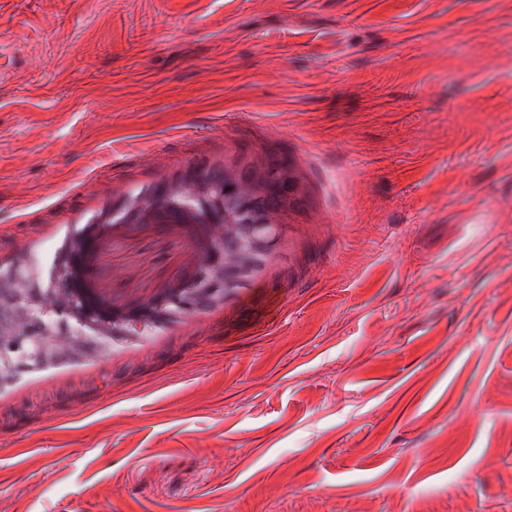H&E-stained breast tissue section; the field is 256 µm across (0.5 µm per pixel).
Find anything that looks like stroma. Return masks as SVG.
Listing matches in <instances>:
<instances>
[{"label": "stroma", "instance_id": "35a3bbf8", "mask_svg": "<svg viewBox=\"0 0 512 512\" xmlns=\"http://www.w3.org/2000/svg\"><path fill=\"white\" fill-rule=\"evenodd\" d=\"M280 150L264 287L0 399V512H512V0H0V254ZM195 261L118 224L99 288Z\"/></svg>", "mask_w": 512, "mask_h": 512}]
</instances>
